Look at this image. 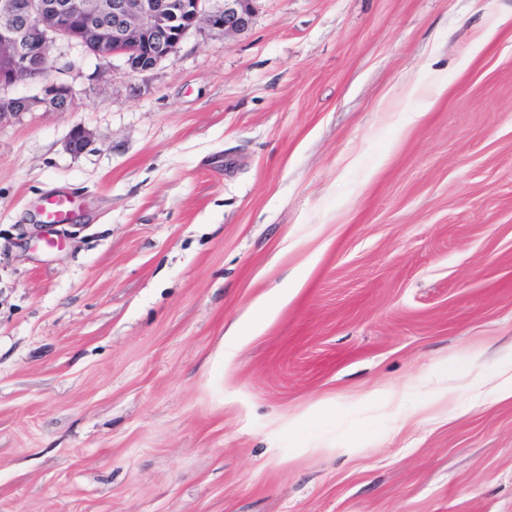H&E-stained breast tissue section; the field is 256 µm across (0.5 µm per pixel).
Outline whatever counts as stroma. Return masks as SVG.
<instances>
[{
    "label": "stroma",
    "mask_w": 512,
    "mask_h": 512,
    "mask_svg": "<svg viewBox=\"0 0 512 512\" xmlns=\"http://www.w3.org/2000/svg\"><path fill=\"white\" fill-rule=\"evenodd\" d=\"M253 7L0 119V512H512V0ZM77 209V200L67 193L47 196L40 206V220L43 224L61 226L69 224Z\"/></svg>",
    "instance_id": "obj_1"
}]
</instances>
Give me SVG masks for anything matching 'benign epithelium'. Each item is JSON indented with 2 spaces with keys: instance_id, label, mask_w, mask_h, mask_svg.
Listing matches in <instances>:
<instances>
[{
  "instance_id": "benign-epithelium-1",
  "label": "benign epithelium",
  "mask_w": 512,
  "mask_h": 512,
  "mask_svg": "<svg viewBox=\"0 0 512 512\" xmlns=\"http://www.w3.org/2000/svg\"><path fill=\"white\" fill-rule=\"evenodd\" d=\"M0 0V88L44 79L42 96L0 101V119L44 105L69 108L73 91L47 81L56 66L50 46L57 39H84L105 65L120 59L136 73L152 70L177 51L185 34L201 24L231 37L247 31L252 0Z\"/></svg>"
}]
</instances>
